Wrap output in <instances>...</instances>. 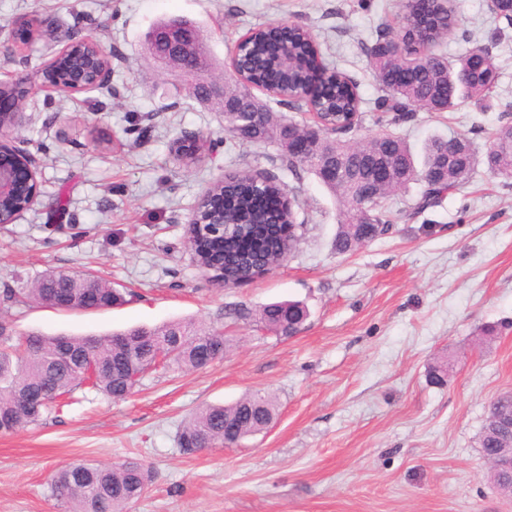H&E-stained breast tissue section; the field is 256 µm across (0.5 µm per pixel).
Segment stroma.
Segmentation results:
<instances>
[{"mask_svg": "<svg viewBox=\"0 0 512 512\" xmlns=\"http://www.w3.org/2000/svg\"><path fill=\"white\" fill-rule=\"evenodd\" d=\"M455 6L448 54L489 47L500 78L491 98L412 113L399 131L418 156L435 137L486 151L512 123V28L488 0ZM31 15L60 40L97 38L112 53V80L89 94L27 99L9 140L35 160L41 195L0 228V291L88 270L125 301L92 312L0 304V315L19 334L97 337L194 320L223 330L228 350L199 370L149 374L121 400L82 388L39 424L0 432V512H66L51 478L81 460L150 468L148 490L126 512H512L478 444L489 402L512 391V183L482 166L419 213L411 185L386 202L388 234L337 254L335 196L311 173L293 177L275 147L231 139L221 112L147 49L155 26L186 19L227 75L251 28L297 23L371 102L380 90L366 50L377 25L393 23L392 0H0V79L38 75L58 48L12 38L14 22ZM188 132L206 140L204 161L192 165L170 152ZM243 169L293 189L305 231L282 266L221 288L189 251L187 225L204 190ZM283 300L308 309L291 337L233 314ZM447 358L446 381L434 383L430 366ZM257 390L278 401L265 432L234 448H179L193 411Z\"/></svg>", "mask_w": 512, "mask_h": 512, "instance_id": "35a3bbf8", "label": "stroma"}]
</instances>
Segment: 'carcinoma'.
Returning a JSON list of instances; mask_svg holds the SVG:
<instances>
[{"label": "carcinoma", "mask_w": 512, "mask_h": 512, "mask_svg": "<svg viewBox=\"0 0 512 512\" xmlns=\"http://www.w3.org/2000/svg\"><path fill=\"white\" fill-rule=\"evenodd\" d=\"M412 4L395 0L396 26L403 47L400 51L367 48V55L381 95L375 101L376 122L387 127L409 118L416 110L447 112L457 106L459 94L482 100L497 87L499 72L493 55L481 70L469 67L470 52L450 57L441 50L458 24L454 10H434L422 31H407ZM277 23L270 22L247 33L240 45L245 73L224 84V132L237 137L252 112L259 119L246 141L273 144L288 163V172L313 173L333 193L340 205L335 248L338 254H351L383 234L381 226L392 223L385 201L391 193L410 184L421 185L414 209L421 211L435 204L447 192L472 178L476 166L484 164L491 173L512 180V125L494 133L483 156L464 137L435 138L417 162L411 147L394 132L383 133L363 142H351L346 135L354 128L348 117L361 113L362 101L356 84L346 75L330 69L319 84L314 102L298 97L288 106L295 110L315 109L335 127L314 134L307 123L273 112L258 99L253 88L273 86L274 95L296 94L310 80V41L304 30L284 41L276 36ZM296 60L284 70L280 60ZM306 136L314 144L313 158L295 159L288 150V137ZM328 160L337 164L339 177L331 180L320 165ZM383 163L392 176L386 184L371 181V167ZM297 195L286 188L277 175L258 180L254 172L224 175V211L212 210V223L224 222L231 232L209 244L203 264L224 270V278L245 280L269 264L281 265L301 240L303 225L296 222ZM69 301L71 310L108 309L124 302L122 293L90 274L73 272L67 277L47 272L30 288L3 291L6 303H36L55 309L60 299ZM239 317L251 319L263 329L290 336L301 329L305 306L298 301H282L252 310L242 308ZM121 345L111 336L96 339L93 358L86 356L89 338L28 334L15 335L0 322V420L12 430L38 424L44 415L60 411L59 399L73 395L85 385L111 399L127 397L149 371L163 366L202 369V353L210 350L224 358V333L195 321H172L154 327H134L120 332ZM28 391L43 394L36 410L22 404ZM276 398L256 391L228 405H211L193 412L178 436L179 447L196 451L203 441L211 444L234 442L259 434L277 414ZM512 442V394H503L488 406L480 436L483 448H499ZM149 469L137 461L108 467L88 461L58 470L51 479L53 495L68 505V512H124L126 505L149 487Z\"/></svg>", "instance_id": "obj_1"}]
</instances>
